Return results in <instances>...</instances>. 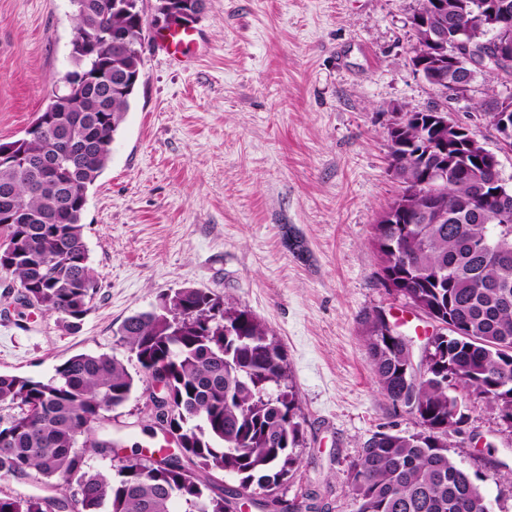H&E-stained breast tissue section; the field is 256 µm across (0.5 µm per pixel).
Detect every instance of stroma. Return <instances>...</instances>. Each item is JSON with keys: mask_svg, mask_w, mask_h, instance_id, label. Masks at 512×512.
<instances>
[{"mask_svg": "<svg viewBox=\"0 0 512 512\" xmlns=\"http://www.w3.org/2000/svg\"><path fill=\"white\" fill-rule=\"evenodd\" d=\"M417 0H204L191 68L147 27L142 78L110 161L87 192L84 235L97 293L79 329L0 295V374L46 380L78 353L141 369L119 328L157 295L190 286L250 309L279 342L304 438L286 499L319 492L325 512H355L349 463L378 432L418 418L380 392L364 317L384 310L421 356L434 323L381 283L374 226L400 191L388 162L391 108L446 104L497 154L481 102L512 82L478 74L467 96L440 97L411 64ZM69 0H0V141L24 136L69 70ZM138 394L97 434L125 454L161 438ZM448 454L493 512H512V428L467 398Z\"/></svg>", "mask_w": 512, "mask_h": 512, "instance_id": "obj_1", "label": "stroma"}]
</instances>
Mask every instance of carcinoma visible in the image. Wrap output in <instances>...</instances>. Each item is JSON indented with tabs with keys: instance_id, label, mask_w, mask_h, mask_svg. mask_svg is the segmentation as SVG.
<instances>
[{
	"instance_id": "1",
	"label": "carcinoma",
	"mask_w": 512,
	"mask_h": 512,
	"mask_svg": "<svg viewBox=\"0 0 512 512\" xmlns=\"http://www.w3.org/2000/svg\"><path fill=\"white\" fill-rule=\"evenodd\" d=\"M487 0H419L412 62L437 70L448 84L475 81L432 56L430 30L493 50L478 25ZM75 36L94 33L89 53L70 54L63 89L37 115L36 130L0 157V272L40 310L76 328L97 293L84 237L87 190L106 169L135 89L124 74L143 66L142 17L115 0H71ZM78 83L80 93L71 92ZM402 113L387 130L390 167L402 185L380 218L375 246L385 287L442 325L414 371L411 343L391 333L375 314L366 317V344L382 394L395 406L411 399L422 430L377 433L349 465L356 512H486L469 474L448 455V430L464 418L457 391L487 399L512 421V208L493 210L455 172L473 150L439 128L437 108ZM448 169L442 208L429 204L422 183ZM122 341L136 358L142 384L160 383L151 412L176 452L119 456L120 441L95 436L106 413L135 389L125 363L107 354L71 356L47 380L0 374V479H44V493L0 494V512H70L57 488L73 477L84 486L78 512H236L237 499L265 512H323L317 495L285 502L279 489L298 465L303 433L296 394L285 384L287 364L269 328L242 306L201 288H171L148 311L128 317ZM84 440H79V437ZM110 459L114 474L84 470L86 455ZM239 479L233 492L218 475Z\"/></svg>"
}]
</instances>
